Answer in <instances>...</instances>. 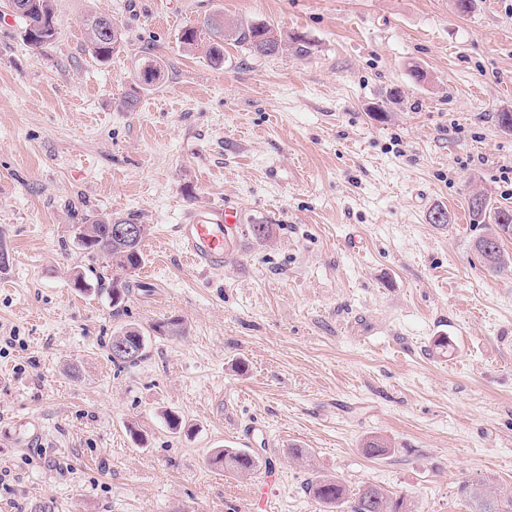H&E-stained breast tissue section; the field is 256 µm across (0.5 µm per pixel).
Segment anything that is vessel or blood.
<instances>
[{"label":"vessel or blood","mask_w":512,"mask_h":512,"mask_svg":"<svg viewBox=\"0 0 512 512\" xmlns=\"http://www.w3.org/2000/svg\"><path fill=\"white\" fill-rule=\"evenodd\" d=\"M239 222L238 207L227 203L188 211L176 232L193 265L204 272L223 266L224 255L233 244L229 230Z\"/></svg>","instance_id":"obj_1"}]
</instances>
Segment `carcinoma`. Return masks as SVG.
<instances>
[{"label":"carcinoma","mask_w":512,"mask_h":512,"mask_svg":"<svg viewBox=\"0 0 512 512\" xmlns=\"http://www.w3.org/2000/svg\"><path fill=\"white\" fill-rule=\"evenodd\" d=\"M0 8L23 23V39L33 47L40 48L56 39L58 28L52 0H0ZM85 34L90 50L101 59L108 58L123 42L122 27L106 14L88 15ZM228 41L245 47L253 56H271L285 46L282 35L270 26L264 23L233 24L224 20V14L220 12L205 18L199 27L184 29L180 36V42L189 48L203 47L207 59L218 67L224 64V43ZM469 208L477 222L490 221L488 233L477 239L490 249L491 259L482 261L483 267L495 275L512 276V258L502 249V243L512 240V209L494 208L482 194L471 197ZM74 231L90 260L103 256L111 261L112 306L121 305L129 292L127 276L143 261V238L122 246L115 245L107 232V224L99 215L74 225ZM247 232L255 241L267 242L273 237L274 225L249 224ZM124 342L135 346L137 360L146 357L145 338L138 328L127 327L112 337L109 353H114L117 344ZM363 452L377 458L386 455L389 447L384 440L375 437L364 443ZM209 463L240 475L254 474L260 469L259 458L240 448H217L210 455ZM308 489L324 512H335L346 502L350 503L351 512H407L404 498H394L373 484L364 485L353 493L337 479L319 475L311 478ZM458 494L469 512H512V496L492 487L477 488L465 482L459 486Z\"/></svg>","instance_id":"1"}]
</instances>
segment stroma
<instances>
[{"instance_id": "stroma-1", "label": "stroma", "mask_w": 512, "mask_h": 512, "mask_svg": "<svg viewBox=\"0 0 512 512\" xmlns=\"http://www.w3.org/2000/svg\"><path fill=\"white\" fill-rule=\"evenodd\" d=\"M53 4L39 51L0 20V512H322L316 475L412 512H468L465 481L512 494V277L482 267L469 211L476 193L512 207L496 121L512 110V0L463 16L454 0ZM91 12L123 28L109 61L85 44ZM216 12L309 52L228 42L213 66L178 33ZM148 60L161 75L145 86ZM227 200L276 233H238L223 267L194 270L175 227ZM437 208L448 223H430ZM107 212L147 227L118 309L70 286L91 264L109 275L74 237ZM174 318L184 335L153 333ZM131 326L148 356L115 366L107 346ZM255 423L269 487L208 463ZM371 436L390 453L366 456Z\"/></svg>"}]
</instances>
